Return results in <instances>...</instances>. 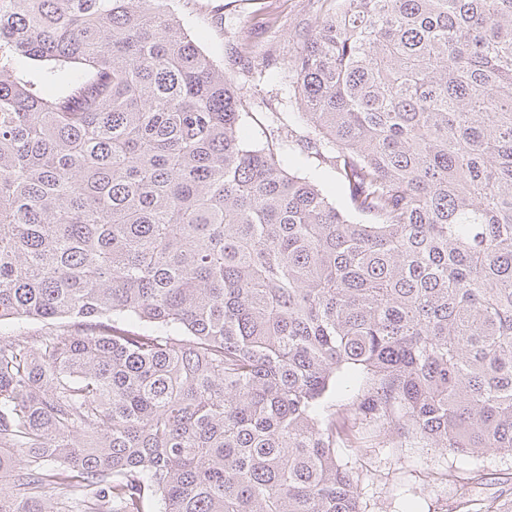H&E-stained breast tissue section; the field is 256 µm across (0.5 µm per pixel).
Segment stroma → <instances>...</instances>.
<instances>
[{
    "mask_svg": "<svg viewBox=\"0 0 512 512\" xmlns=\"http://www.w3.org/2000/svg\"><path fill=\"white\" fill-rule=\"evenodd\" d=\"M336 5V0H174L185 29L218 67L228 68L233 50L252 64H266L261 75L229 68L243 95L245 140L270 148L287 160L291 172L314 177L340 205L344 197L335 172L322 158L298 155L308 128L294 118L302 105L286 68L305 34ZM336 456L358 476L364 512H453L463 496L512 497V457L506 455L455 456L418 443L395 448L371 425L359 446L337 448Z\"/></svg>",
    "mask_w": 512,
    "mask_h": 512,
    "instance_id": "1",
    "label": "stroma"
}]
</instances>
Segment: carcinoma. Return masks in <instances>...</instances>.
Masks as SVG:
<instances>
[{"label":"carcinoma","instance_id":"cac0c4a2","mask_svg":"<svg viewBox=\"0 0 512 512\" xmlns=\"http://www.w3.org/2000/svg\"><path fill=\"white\" fill-rule=\"evenodd\" d=\"M171 4L0 0V512H362L360 421L512 457V0H338L288 62L361 221Z\"/></svg>","mask_w":512,"mask_h":512}]
</instances>
